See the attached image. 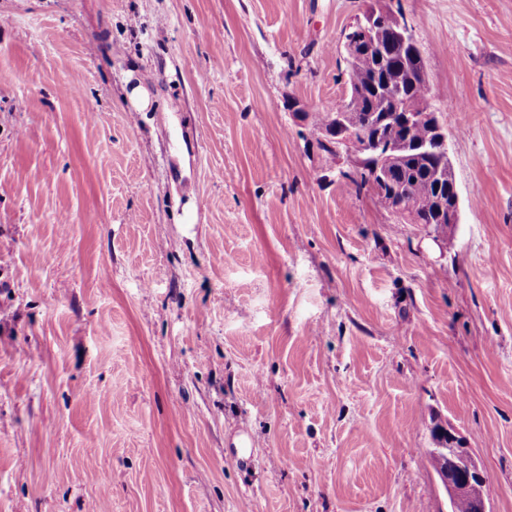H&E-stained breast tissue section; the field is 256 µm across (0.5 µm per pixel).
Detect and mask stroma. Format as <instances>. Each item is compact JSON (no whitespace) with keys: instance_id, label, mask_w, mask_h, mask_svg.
Returning <instances> with one entry per match:
<instances>
[{"instance_id":"stroma-1","label":"stroma","mask_w":512,"mask_h":512,"mask_svg":"<svg viewBox=\"0 0 512 512\" xmlns=\"http://www.w3.org/2000/svg\"><path fill=\"white\" fill-rule=\"evenodd\" d=\"M373 3L0 0V512H448L437 423L512 512V0H389L444 241L291 109Z\"/></svg>"}]
</instances>
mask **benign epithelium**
I'll list each match as a JSON object with an SVG mask.
<instances>
[{
  "mask_svg": "<svg viewBox=\"0 0 512 512\" xmlns=\"http://www.w3.org/2000/svg\"><path fill=\"white\" fill-rule=\"evenodd\" d=\"M386 36L390 41H384ZM393 43H400L409 49V57L416 65L417 72L422 78H427L424 57L411 27L388 4H379L367 10L364 19L344 33L342 48L345 59L352 63L362 54L384 58ZM358 96L359 90L356 89L345 95L335 109L336 133L338 139L345 144L354 138L356 129L345 125L344 115L356 111L352 100ZM392 96L390 111L394 112L398 122L406 126L414 123L427 126L433 135V141L418 142L411 147L406 141L393 135L368 140L367 153L374 159V163L366 168L356 167L354 174L364 177L366 185L380 204L396 219L407 224H423L425 220L418 215V208L404 195H399L391 189L387 170L389 165L401 161L410 154L420 159H428L435 165L439 182H445L450 186V195H439L435 198L434 221L448 225L459 223L460 196L453 166L448 157L447 130L429 103L425 102L415 109H410L401 102L397 90H392ZM431 457L449 502L464 501L469 512H490L484 495L488 482L487 473L473 452L462 445L455 433L448 432V447L432 449Z\"/></svg>",
  "mask_w": 512,
  "mask_h": 512,
  "instance_id": "obj_1",
  "label": "benign epithelium"
}]
</instances>
